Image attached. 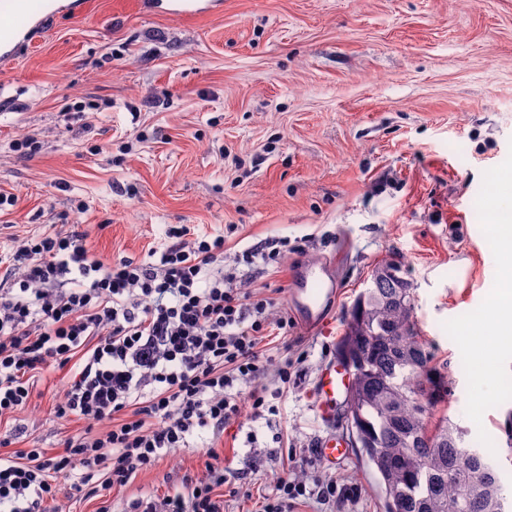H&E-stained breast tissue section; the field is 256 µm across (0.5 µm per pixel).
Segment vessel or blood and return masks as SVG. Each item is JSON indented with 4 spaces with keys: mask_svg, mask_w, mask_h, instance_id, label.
<instances>
[{
    "mask_svg": "<svg viewBox=\"0 0 512 512\" xmlns=\"http://www.w3.org/2000/svg\"><path fill=\"white\" fill-rule=\"evenodd\" d=\"M223 0H170V14L195 16L205 11H218ZM61 11L60 0H45L37 14H32L31 28L14 25L13 17L30 14L28 0H0V64L11 62L19 45L30 41L32 29L43 27ZM332 264L324 260L297 268L288 290L289 302L304 328L309 331L329 330L328 310L334 303L337 284L328 275ZM351 375L343 361L328 360L320 369L312 386L314 413L326 433L316 443L318 456L329 465L338 464L350 455L348 441L336 433L334 426L343 411V401Z\"/></svg>",
    "mask_w": 512,
    "mask_h": 512,
    "instance_id": "1",
    "label": "vessel or blood"
}]
</instances>
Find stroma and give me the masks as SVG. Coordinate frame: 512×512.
I'll use <instances>...</instances> for the list:
<instances>
[{
	"label": "stroma",
	"instance_id": "35a3bbf8",
	"mask_svg": "<svg viewBox=\"0 0 512 512\" xmlns=\"http://www.w3.org/2000/svg\"><path fill=\"white\" fill-rule=\"evenodd\" d=\"M192 18L139 0H86L0 68V257L81 224L97 255L155 262L166 230L223 235L235 287L289 308L295 270L325 258L339 285L330 333L269 337L258 384L275 414L205 433L123 489L60 495L47 512H123L165 496L216 451L232 486L224 512H259L285 472L333 480L336 499L296 512H383L360 455L300 469L324 428L310 387L336 356L371 269L400 260L414 317L448 367L445 413L512 476V324L490 339L493 375L467 367L465 334L487 318L512 258L491 211L512 204V0H223ZM33 138L29 158L18 138ZM287 238L279 263L236 256ZM298 375L282 384L284 361ZM66 380L44 373L17 417L25 447L62 452L84 422L54 415ZM289 459H282V452Z\"/></svg>",
	"mask_w": 512,
	"mask_h": 512
}]
</instances>
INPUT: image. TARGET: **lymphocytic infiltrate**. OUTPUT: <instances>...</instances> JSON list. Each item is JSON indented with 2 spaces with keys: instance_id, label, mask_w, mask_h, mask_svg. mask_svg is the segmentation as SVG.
<instances>
[{
  "instance_id": "obj_1",
  "label": "lymphocytic infiltrate",
  "mask_w": 512,
  "mask_h": 512,
  "mask_svg": "<svg viewBox=\"0 0 512 512\" xmlns=\"http://www.w3.org/2000/svg\"><path fill=\"white\" fill-rule=\"evenodd\" d=\"M185 225L167 230L158 262L112 264L87 244L82 225L31 239L0 273V416L23 409L45 371L72 367L57 418L84 433L61 454L37 448L0 456V512H45L64 487L96 495L127 486L199 432L223 430L242 413L261 417L253 383L268 356V328L287 335V316L269 323L271 298L230 287L215 272L224 238L186 242ZM78 273L75 287H63ZM224 466L210 453L203 476L184 475L162 501L138 497L126 512H224ZM335 482L280 479L263 512H293L301 499L326 501Z\"/></svg>"
}]
</instances>
